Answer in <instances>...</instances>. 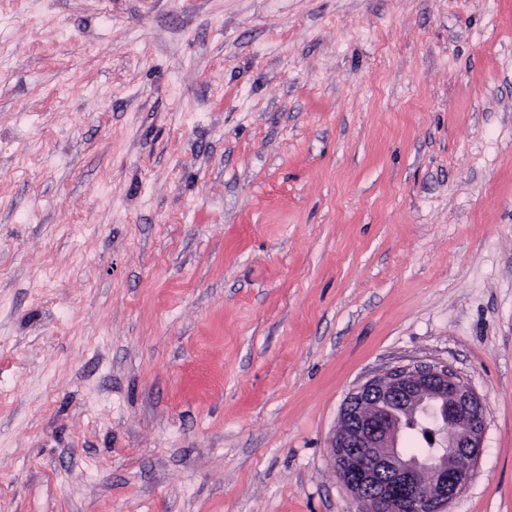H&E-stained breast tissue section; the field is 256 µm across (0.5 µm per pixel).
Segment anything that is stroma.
I'll list each match as a JSON object with an SVG mask.
<instances>
[{
  "label": "stroma",
  "instance_id": "1",
  "mask_svg": "<svg viewBox=\"0 0 512 512\" xmlns=\"http://www.w3.org/2000/svg\"><path fill=\"white\" fill-rule=\"evenodd\" d=\"M419 360L512 512V0H0V512H354Z\"/></svg>",
  "mask_w": 512,
  "mask_h": 512
}]
</instances>
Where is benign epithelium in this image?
I'll use <instances>...</instances> for the list:
<instances>
[{"mask_svg":"<svg viewBox=\"0 0 512 512\" xmlns=\"http://www.w3.org/2000/svg\"><path fill=\"white\" fill-rule=\"evenodd\" d=\"M431 410L426 460L402 448ZM487 427L484 400L447 365L395 366L346 396L330 440L335 475L356 512H447L471 485Z\"/></svg>","mask_w":512,"mask_h":512,"instance_id":"1","label":"benign epithelium"}]
</instances>
